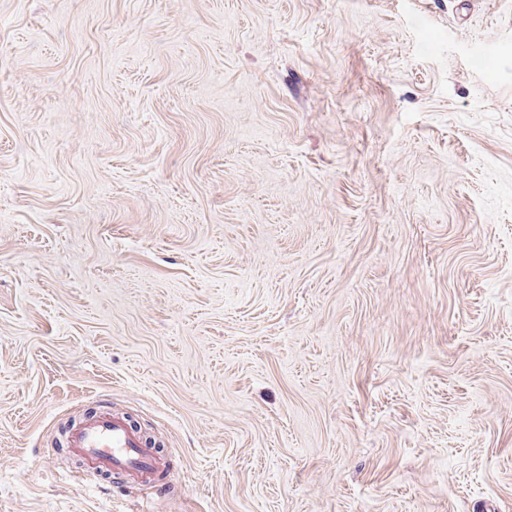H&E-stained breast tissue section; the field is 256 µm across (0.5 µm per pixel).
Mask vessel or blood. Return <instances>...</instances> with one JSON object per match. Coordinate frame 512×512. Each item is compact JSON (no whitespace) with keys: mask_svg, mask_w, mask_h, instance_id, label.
Returning <instances> with one entry per match:
<instances>
[{"mask_svg":"<svg viewBox=\"0 0 512 512\" xmlns=\"http://www.w3.org/2000/svg\"><path fill=\"white\" fill-rule=\"evenodd\" d=\"M73 455L93 471H111L146 488L157 487L167 460L126 417L103 410L66 434Z\"/></svg>","mask_w":512,"mask_h":512,"instance_id":"vessel-or-blood-1","label":"vessel or blood"}]
</instances>
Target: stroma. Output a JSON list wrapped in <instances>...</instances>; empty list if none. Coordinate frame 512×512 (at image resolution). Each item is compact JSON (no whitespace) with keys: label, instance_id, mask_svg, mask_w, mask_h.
<instances>
[{"label":"stroma","instance_id":"35a3bbf8","mask_svg":"<svg viewBox=\"0 0 512 512\" xmlns=\"http://www.w3.org/2000/svg\"><path fill=\"white\" fill-rule=\"evenodd\" d=\"M145 502L512 512V0H0V512ZM75 457L93 471H111L146 488L163 483L167 460L125 416L101 410L75 422L66 434Z\"/></svg>","mask_w":512,"mask_h":512}]
</instances>
